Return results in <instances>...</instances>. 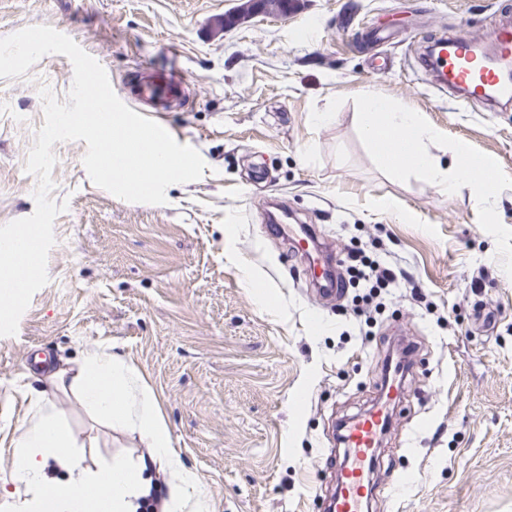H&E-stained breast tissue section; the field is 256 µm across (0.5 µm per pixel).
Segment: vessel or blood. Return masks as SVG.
Instances as JSON below:
<instances>
[{"mask_svg":"<svg viewBox=\"0 0 512 512\" xmlns=\"http://www.w3.org/2000/svg\"><path fill=\"white\" fill-rule=\"evenodd\" d=\"M441 73L443 86L464 92L467 96L488 102L512 99V20L496 26L489 37V48L472 50L463 41H453L449 52L433 59ZM126 104L136 112L151 111L160 115L168 103L184 102L188 95L186 81L176 75L143 69L127 78L122 86ZM272 232L287 244L290 252L306 257L317 241L316 226H308L303 239H296L294 228L287 223L272 225ZM311 280L324 296L340 295L332 260L320 261ZM401 397L400 385L381 384L370 409L345 421L341 427V447L330 469L336 475L333 512H364L374 497L373 479L381 437L392 415L391 407Z\"/></svg>","mask_w":512,"mask_h":512,"instance_id":"vessel-or-blood-1","label":"vessel or blood"}]
</instances>
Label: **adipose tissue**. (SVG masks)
<instances>
[{"mask_svg": "<svg viewBox=\"0 0 512 512\" xmlns=\"http://www.w3.org/2000/svg\"><path fill=\"white\" fill-rule=\"evenodd\" d=\"M360 130L377 150L381 164L390 170L412 169L433 188L450 191L465 168L481 170L485 161L467 157L453 148L455 162L442 165L427 150L440 133L421 114L368 93L360 114ZM81 402L114 424L137 430L151 450L149 461L110 458L102 468L88 471L74 452V438L61 413L44 396L34 399L30 421L18 429L14 441L13 481L24 497L13 500V512H138L150 490L149 464L177 471L176 494L166 512H178L182 499L200 495L195 474L181 469L172 448L167 425L157 417L146 391L137 389L134 370L109 353L91 352L71 381ZM63 468L67 479L50 481L49 463Z\"/></svg>", "mask_w": 512, "mask_h": 512, "instance_id": "obj_1", "label": "adipose tissue"}]
</instances>
